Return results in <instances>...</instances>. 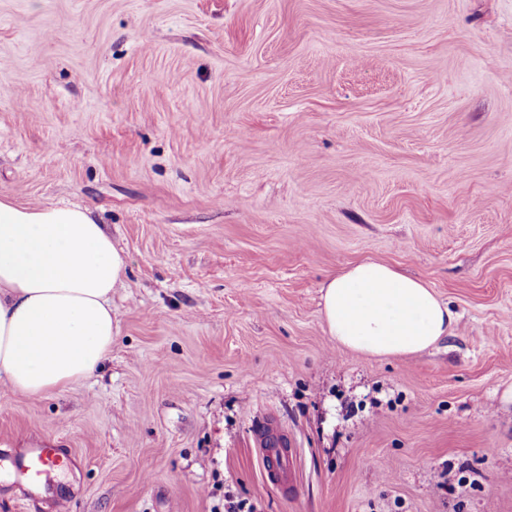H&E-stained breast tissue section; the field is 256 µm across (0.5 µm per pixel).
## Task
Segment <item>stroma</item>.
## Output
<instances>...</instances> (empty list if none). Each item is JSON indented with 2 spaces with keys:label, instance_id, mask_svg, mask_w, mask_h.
<instances>
[{
  "label": "stroma",
  "instance_id": "stroma-1",
  "mask_svg": "<svg viewBox=\"0 0 512 512\" xmlns=\"http://www.w3.org/2000/svg\"><path fill=\"white\" fill-rule=\"evenodd\" d=\"M0 195L128 263L102 370L0 382V512H512V0H0ZM365 259L452 336L339 350L321 287ZM256 439L263 450L265 476L274 484L290 486L293 449L288 436L274 423L265 420L256 431ZM272 462L273 466H270ZM63 455V448H30L28 453L15 457L12 462L17 480L31 487L37 486L40 476L45 472L43 467L50 462H60Z\"/></svg>",
  "mask_w": 512,
  "mask_h": 512
}]
</instances>
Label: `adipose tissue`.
Returning a JSON list of instances; mask_svg holds the SVG:
<instances>
[{"label":"adipose tissue","mask_w":512,"mask_h":512,"mask_svg":"<svg viewBox=\"0 0 512 512\" xmlns=\"http://www.w3.org/2000/svg\"><path fill=\"white\" fill-rule=\"evenodd\" d=\"M127 262L89 209L0 196V380L42 398L112 354V294ZM326 330L370 357H413L451 336L456 314L424 281L364 260L322 286Z\"/></svg>","instance_id":"adipose-tissue-1"}]
</instances>
